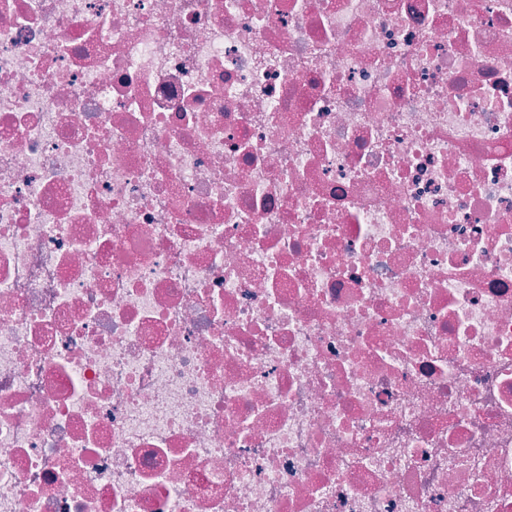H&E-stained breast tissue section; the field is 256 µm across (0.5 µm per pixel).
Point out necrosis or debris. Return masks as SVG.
Instances as JSON below:
<instances>
[{
	"instance_id": "obj_1",
	"label": "necrosis or debris",
	"mask_w": 512,
	"mask_h": 512,
	"mask_svg": "<svg viewBox=\"0 0 512 512\" xmlns=\"http://www.w3.org/2000/svg\"><path fill=\"white\" fill-rule=\"evenodd\" d=\"M0 512H512V0H0Z\"/></svg>"
}]
</instances>
